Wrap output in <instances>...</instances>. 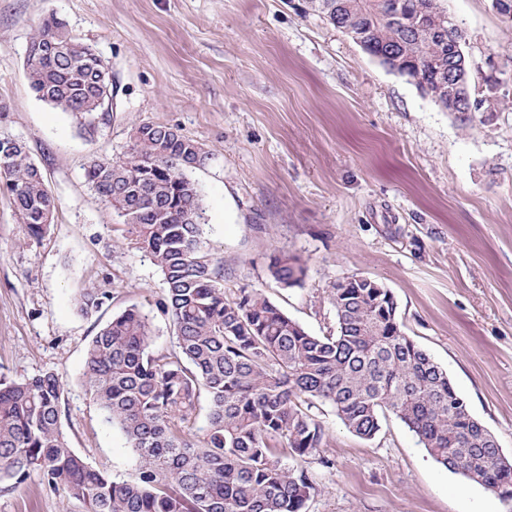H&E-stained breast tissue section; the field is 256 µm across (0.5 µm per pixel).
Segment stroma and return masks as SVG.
Listing matches in <instances>:
<instances>
[{
  "label": "stroma",
  "instance_id": "stroma-1",
  "mask_svg": "<svg viewBox=\"0 0 512 512\" xmlns=\"http://www.w3.org/2000/svg\"><path fill=\"white\" fill-rule=\"evenodd\" d=\"M304 0H0V139L23 142L57 204L29 236L0 188V373L52 371L62 425L90 466L133 479L141 465L83 387L85 349L129 306L153 346H174L161 277L88 185L96 158L124 156L143 123L167 124L211 155L190 177L204 209L203 253L224 290L259 289L317 336L336 332V280L388 288L403 331L444 368L472 414L512 456V25L491 0H441L464 33L471 83H498L491 110L461 126ZM56 16L112 74L108 121L87 136L25 74L39 23ZM305 275L282 287L273 255ZM104 293L86 315L79 298ZM312 412L327 445L287 458L316 488L303 512H505L498 496L440 466L393 415L370 440L329 406ZM0 512H81L30 477Z\"/></svg>",
  "mask_w": 512,
  "mask_h": 512
}]
</instances>
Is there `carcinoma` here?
<instances>
[{"instance_id":"obj_1","label":"carcinoma","mask_w":512,"mask_h":512,"mask_svg":"<svg viewBox=\"0 0 512 512\" xmlns=\"http://www.w3.org/2000/svg\"><path fill=\"white\" fill-rule=\"evenodd\" d=\"M394 0H305L330 25L352 28L370 50L391 49L422 76L427 95L450 102L453 47L462 30L434 0H401L402 16L387 21ZM104 62L52 15L31 38L26 76L36 95L72 114L89 135L107 120L101 111ZM209 153L178 129L142 124L123 158L96 159L85 170L95 193L127 227L130 243L148 253L161 275V312L173 327L175 349L152 347L147 315L132 306L112 317L89 342L84 386L142 465L132 481L89 466L62 430L63 382L45 371L21 381L0 375V484L13 490L31 474L79 503L83 512H302L315 490L307 473L282 463L326 445L311 412L320 402L354 435L373 438L380 418L400 419L437 463L512 503V459L468 406L448 373L401 328L388 290L329 288L336 335L315 336L255 289L224 294L223 265L202 255L201 195L188 172ZM0 183L33 236L48 228L56 201L25 144L0 155ZM284 287L305 269L280 253L269 266ZM105 295L80 298L89 314ZM205 415L202 438L186 430Z\"/></svg>"}]
</instances>
